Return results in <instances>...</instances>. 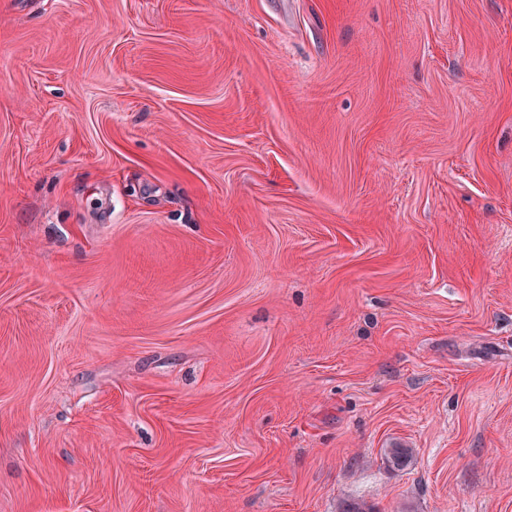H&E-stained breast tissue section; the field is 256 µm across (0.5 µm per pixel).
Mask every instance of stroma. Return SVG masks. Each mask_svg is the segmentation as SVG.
Instances as JSON below:
<instances>
[{"label":"stroma","instance_id":"obj_1","mask_svg":"<svg viewBox=\"0 0 512 512\" xmlns=\"http://www.w3.org/2000/svg\"><path fill=\"white\" fill-rule=\"evenodd\" d=\"M353 500L512 512V0H0V512Z\"/></svg>","mask_w":512,"mask_h":512}]
</instances>
